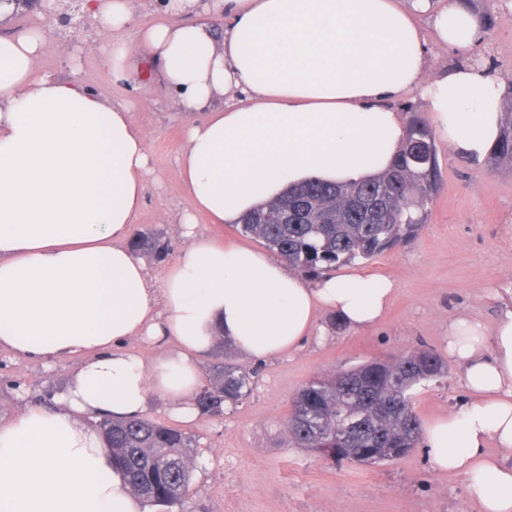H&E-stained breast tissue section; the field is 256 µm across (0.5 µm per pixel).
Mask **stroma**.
Wrapping results in <instances>:
<instances>
[{
	"instance_id": "35a3bbf8",
	"label": "stroma",
	"mask_w": 512,
	"mask_h": 512,
	"mask_svg": "<svg viewBox=\"0 0 512 512\" xmlns=\"http://www.w3.org/2000/svg\"><path fill=\"white\" fill-rule=\"evenodd\" d=\"M137 7L133 27L121 31L104 32L98 21L85 19L76 40L48 45L37 70L78 79L129 104L146 135L152 168L132 229L160 232L177 252L185 244L181 217L193 209L177 165L188 119L173 110L161 84L143 87L132 69L123 79L112 78L97 58L101 47L135 40L139 29L158 20L149 0H137ZM479 53L496 75H512L511 12L497 15ZM436 145L443 187L428 203L424 223L381 255L353 264L395 283L378 324L362 330L329 325L327 335L311 334L289 353L248 361L258 372L256 385L223 414L188 422L154 402L148 418L182 428L198 441L192 493L183 512H224L228 491L243 503V512H479L464 477L438 471L425 444L379 467L334 465L286 444L290 401L313 377L418 349L447 354L448 323L456 317L493 325L496 290L512 281V173H489L484 164L455 154L444 138ZM77 363L69 357L46 367L1 348L0 421L16 418L29 401L50 403ZM418 392L417 410L425 421L458 411L470 400L453 363L447 375Z\"/></svg>"
}]
</instances>
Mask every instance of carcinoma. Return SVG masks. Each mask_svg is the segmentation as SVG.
Returning <instances> with one entry per match:
<instances>
[{"label": "carcinoma", "instance_id": "1", "mask_svg": "<svg viewBox=\"0 0 512 512\" xmlns=\"http://www.w3.org/2000/svg\"><path fill=\"white\" fill-rule=\"evenodd\" d=\"M507 0H489L474 11L483 32L495 25V13ZM500 138L486 159L492 173L512 171V78H505ZM440 188L434 134L413 114L406 138L386 173L345 184L311 179L251 212L241 232L262 243L289 268L311 276L336 265L371 259L410 237L423 223L426 205ZM306 202L296 224H274L280 210ZM132 251L159 259L167 251L160 234L145 231ZM215 346L209 379L197 398L201 411L218 414L253 391L255 372L221 359ZM433 350L408 352L390 361L371 360L332 377H315L291 400L288 442L327 462L381 465L398 461L417 446L422 421L413 390L447 373ZM97 429L124 468L133 492L158 512H173L190 495L198 442L185 431L147 417H103Z\"/></svg>", "mask_w": 512, "mask_h": 512}]
</instances>
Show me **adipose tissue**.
Masks as SVG:
<instances>
[{
	"mask_svg": "<svg viewBox=\"0 0 512 512\" xmlns=\"http://www.w3.org/2000/svg\"><path fill=\"white\" fill-rule=\"evenodd\" d=\"M166 12L173 22L112 43L102 64L120 77L139 58L141 78L160 74L179 112H204L177 163L212 223L311 178L383 173L405 137L390 101L412 90L461 156L485 160L500 137L497 76L471 65L426 76L420 18L440 45L468 51L481 32L465 0H170ZM219 12L222 29L201 19ZM49 39L43 27L0 37V348L80 364L53 404L0 423V512H149L96 420L142 416L156 398L195 419L196 359L216 341L269 358L295 349L321 312L366 329L395 284L351 269L311 281L199 234L187 215V245L155 287L127 244L147 190L146 137L126 102L38 73ZM498 300L492 328L449 324L472 400L424 426L434 466L465 476L479 512H512V284ZM138 337L175 347L148 364L122 348Z\"/></svg>",
	"mask_w": 512,
	"mask_h": 512,
	"instance_id": "adipose-tissue-1",
	"label": "adipose tissue"
}]
</instances>
